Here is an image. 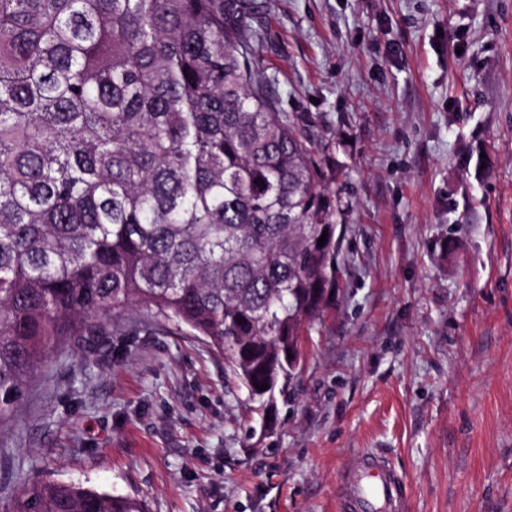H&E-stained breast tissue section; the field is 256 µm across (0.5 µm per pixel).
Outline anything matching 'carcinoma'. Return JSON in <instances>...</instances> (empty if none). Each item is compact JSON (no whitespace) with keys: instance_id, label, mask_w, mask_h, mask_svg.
<instances>
[{"instance_id":"obj_1","label":"carcinoma","mask_w":512,"mask_h":512,"mask_svg":"<svg viewBox=\"0 0 512 512\" xmlns=\"http://www.w3.org/2000/svg\"><path fill=\"white\" fill-rule=\"evenodd\" d=\"M250 28L245 0H0V420L134 305L225 354L252 402L284 392L283 348L335 291L342 205ZM12 512L147 508L46 482Z\"/></svg>"}]
</instances>
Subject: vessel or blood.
<instances>
[{
  "instance_id": "b4317fda",
  "label": "vessel or blood",
  "mask_w": 512,
  "mask_h": 512,
  "mask_svg": "<svg viewBox=\"0 0 512 512\" xmlns=\"http://www.w3.org/2000/svg\"><path fill=\"white\" fill-rule=\"evenodd\" d=\"M407 488L385 455L364 451L341 475L338 507L340 512H409Z\"/></svg>"
}]
</instances>
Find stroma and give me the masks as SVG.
Listing matches in <instances>:
<instances>
[{
	"instance_id": "stroma-1",
	"label": "stroma",
	"mask_w": 512,
	"mask_h": 512,
	"mask_svg": "<svg viewBox=\"0 0 512 512\" xmlns=\"http://www.w3.org/2000/svg\"><path fill=\"white\" fill-rule=\"evenodd\" d=\"M249 3L274 109L316 117L349 203L273 429L222 353L133 307L26 386L0 512L48 481L148 512H336L362 450L410 512H512V0Z\"/></svg>"
}]
</instances>
